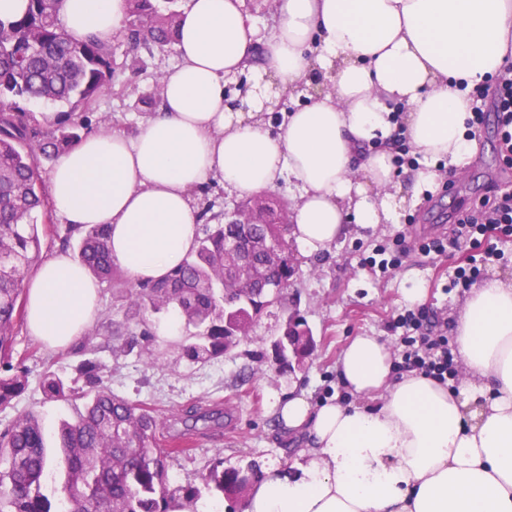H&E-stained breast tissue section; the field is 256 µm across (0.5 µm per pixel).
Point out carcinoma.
<instances>
[{
    "label": "carcinoma",
    "mask_w": 512,
    "mask_h": 512,
    "mask_svg": "<svg viewBox=\"0 0 512 512\" xmlns=\"http://www.w3.org/2000/svg\"><path fill=\"white\" fill-rule=\"evenodd\" d=\"M61 0H28L26 13L0 19V406L26 389V373L13 363V338L24 321V282L40 260L38 215L50 220L42 192V169L78 144L87 130L86 111L113 86L114 55L127 49L128 66L141 64L139 53L176 41L180 0H126V19L112 42L93 35H68L59 15ZM68 107L51 126H43L27 104ZM288 201L253 198L231 212L210 216L195 252L165 279L120 282L112 260L107 224L68 225L62 250L98 281H115L130 309H176L195 329L182 345L190 363L224 356L249 335L255 320L282 299L292 278L281 271L278 251H288ZM236 243V249L227 243ZM68 380L48 368L44 398L76 406V418L58 428L64 481L57 504L41 492L50 461L46 432L38 414L18 415L0 431V512H85L96 501L101 512H196L202 493L236 500L259 465L224 466L212 460L199 485L171 486L168 458L185 449L160 447L165 425L146 404H133L104 385L96 362L86 360ZM224 422V411L209 409L179 419L183 434Z\"/></svg>",
    "instance_id": "1"
}]
</instances>
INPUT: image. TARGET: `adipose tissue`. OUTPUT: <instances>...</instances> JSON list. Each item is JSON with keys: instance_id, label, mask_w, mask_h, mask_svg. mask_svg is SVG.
Listing matches in <instances>:
<instances>
[{"instance_id": "1", "label": "adipose tissue", "mask_w": 512, "mask_h": 512, "mask_svg": "<svg viewBox=\"0 0 512 512\" xmlns=\"http://www.w3.org/2000/svg\"><path fill=\"white\" fill-rule=\"evenodd\" d=\"M125 13V0H63L60 18L73 38L106 42ZM175 49L159 114L132 136L85 135L50 181L68 223L109 225L113 260L137 280L189 259L191 191L210 180L239 196L293 183L292 234L308 256L349 224L397 223L389 140L404 132L421 156L418 190L437 182L439 163L472 158L469 92L512 69V0H279L262 42L243 0H188ZM315 68L331 91L277 127L224 103L227 79L244 71L292 94ZM97 311V283L68 253L27 287V328L49 348L76 341ZM456 336L469 376L455 390L397 375L389 343L352 337L336 367L347 398L278 399L299 459L290 473L264 469L243 512H512V281L471 289Z\"/></svg>"}]
</instances>
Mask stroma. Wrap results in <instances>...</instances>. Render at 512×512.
<instances>
[{
  "mask_svg": "<svg viewBox=\"0 0 512 512\" xmlns=\"http://www.w3.org/2000/svg\"><path fill=\"white\" fill-rule=\"evenodd\" d=\"M115 59L116 81L112 90L94 104L90 128H116L132 135L143 117L131 112L130 104L149 93L153 96L150 109L158 111L161 99L152 93L153 74L177 66L179 58L172 49L156 51L146 56V66L141 70L123 66V51H116ZM476 138L471 164L447 171L444 182L422 194H414L411 175H401L407 202L399 211L398 224H381L373 229L353 225L329 252L300 256L297 280L281 303L264 312L250 335L221 358L205 364L186 361L180 350L188 336L186 327H179L172 335L166 333L164 327L172 318L168 312L147 314L142 322L128 317L126 302L106 282L99 288L100 307L93 323L103 334L113 328L125 335H138L134 349L118 353L101 347L91 352L75 346L51 350L30 336L26 328H19L14 357L28 373V387L12 405L0 408V429L25 411L38 413L51 433L60 420L73 418L75 410L70 404L45 402L41 375L50 366L73 376L75 365L88 358L100 365L113 393L135 404H149L161 422L173 423L194 407L223 409V427L191 433L190 452L171 461V485L199 483L211 460L218 456L228 466L243 467L254 462L263 468L274 465L290 469L297 444L274 412L275 398L295 387L309 390L317 398L334 395L338 388L336 360L352 336L368 334L397 342L398 335L390 330L389 322L393 315L405 310L401 296L405 272L419 274L426 288V308L446 321L447 336H455L454 323L467 291L454 286L453 280L458 267L475 255V248L464 243L449 251L446 258L434 260L414 252L400 268L385 273L365 265L364 260L408 220L442 223L449 208L463 202L460 194L447 193V182L481 193L491 172L501 166V144L494 118H487ZM294 310L306 318L318 347L306 368L290 375L276 370L267 354L271 337ZM144 328L149 329V336H141Z\"/></svg>",
  "mask_w": 512,
  "mask_h": 512,
  "instance_id": "35a3bbf8",
  "label": "stroma"
}]
</instances>
